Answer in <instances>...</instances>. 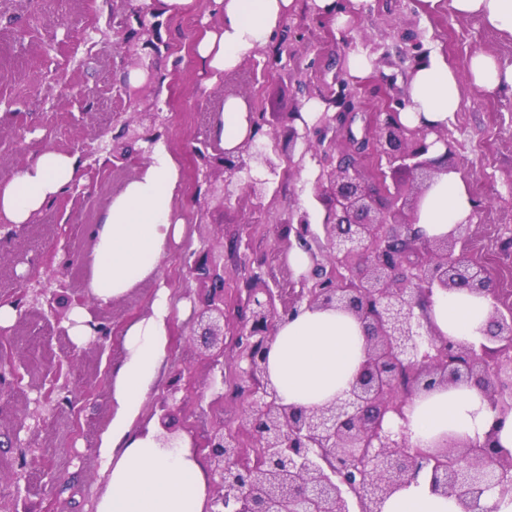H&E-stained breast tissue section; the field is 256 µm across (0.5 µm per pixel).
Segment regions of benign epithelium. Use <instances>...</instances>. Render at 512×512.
Segmentation results:
<instances>
[{"label": "benign epithelium", "mask_w": 512, "mask_h": 512, "mask_svg": "<svg viewBox=\"0 0 512 512\" xmlns=\"http://www.w3.org/2000/svg\"><path fill=\"white\" fill-rule=\"evenodd\" d=\"M250 130L237 147L209 153L204 140L195 148L203 163L205 194L228 197V186L250 174L249 194L262 202L269 179L251 176L252 170L275 175L282 157L258 145L268 132L265 113L242 97ZM147 127L129 119L112 142L101 141L84 153L92 158L105 153L114 160L151 153L160 139L156 116ZM367 120L373 136L353 144L349 153L322 167L315 181L316 197L326 206L322 229L329 266L314 263L310 271L292 280L288 263L298 246L311 251L318 239L308 213L297 209L287 229L274 236L265 260L280 277L268 283L263 272L248 268L246 295L237 312L225 308L224 265L211 251L200 252L188 273L211 282V288L193 301L190 336L204 350L209 364L208 388L216 392L212 404L224 402V353H234L236 396L247 401L238 427L224 428V419L210 420L204 448L214 480L208 512H353L348 492L364 477L374 479L363 493L364 512H382L385 500L411 483L422 471L430 472L433 491L455 499L461 512H485L482 499L505 485L512 486V454L499 448L495 431L483 443L448 438L424 451L412 448L405 428L386 425L388 415L404 417V406L421 391L480 381V389L496 413L495 422L512 414V394L504 399L501 373L512 383V308L499 303V288L485 269L468 254V225L458 224L443 238H428L416 227L423 189L437 175L448 172L453 145L444 129L421 125L408 132L393 112ZM317 139L303 122L302 113H288L285 137L302 146L301 155L323 143L336 145V127L327 117L316 129ZM377 152L393 171L405 170L415 178L411 195L390 192L386 173L365 174L361 157ZM346 277H336V266ZM12 303L28 313L43 306L45 321H59V310L71 303L69 284L28 278L19 285ZM467 288L488 298L492 312L489 330L479 344L454 343L457 361H448V339L432 334L421 310L431 303L434 290ZM307 304L352 314L366 337L365 361L344 397L328 405L306 409L281 402L266 375V354L277 325ZM238 322L225 332L232 315ZM97 341L112 336L108 320L88 322ZM195 372L185 360L177 361L173 381L159 405L163 442L173 429L167 422L171 406L182 391L181 381ZM261 449L263 462L246 464L242 436Z\"/></svg>", "instance_id": "1"}]
</instances>
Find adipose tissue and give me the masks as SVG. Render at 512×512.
Here are the masks:
<instances>
[{"label":"adipose tissue","mask_w":512,"mask_h":512,"mask_svg":"<svg viewBox=\"0 0 512 512\" xmlns=\"http://www.w3.org/2000/svg\"><path fill=\"white\" fill-rule=\"evenodd\" d=\"M222 20L204 31L195 54L211 76L219 78L245 56L267 45L281 27L294 0H214ZM455 13L476 17L512 33V0H450ZM472 86L512 90V64L477 52L468 62ZM410 103L401 113L405 127L426 122L447 126L460 107V83L447 64L433 60L415 68L409 82ZM241 101L228 98L213 134L224 148L239 145L248 133ZM180 168L163 143H156L139 173L115 195L100 216L86 288L101 301L118 298L152 277L172 243L181 238L183 220L174 208ZM82 180L76 157L45 150L0 181V222L25 224L45 204ZM473 201L457 172L439 174L424 190L417 226L427 237L447 235L467 223ZM489 299L465 289L438 292L428 309L433 332L458 343L485 336ZM173 304L166 285H158L147 315L122 333V355L112 369V417L100 436V477L105 486L94 512H206L212 491L210 474L188 436L169 447L157 439L158 427L143 421V408L164 369ZM361 324L350 314L300 307L282 322L267 354V374L284 403L316 408L342 397L365 358ZM495 415L477 385L422 392L403 416L411 442L431 448L443 436L479 444L497 428L501 448L512 452V418L495 425ZM383 512H459L456 501L431 488L420 474L384 503Z\"/></svg>","instance_id":"adipose-tissue-1"}]
</instances>
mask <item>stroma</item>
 Masks as SVG:
<instances>
[{"label":"stroma","instance_id":"35a3bbf8","mask_svg":"<svg viewBox=\"0 0 512 512\" xmlns=\"http://www.w3.org/2000/svg\"><path fill=\"white\" fill-rule=\"evenodd\" d=\"M139 5L140 0H0V180L45 149L74 155L80 146L120 135L130 113L157 112L166 123L162 140L181 166L176 207L185 223L182 242L171 246L153 278L120 298L85 303L89 314L114 324L116 333L105 344L90 336L79 343L69 335L64 350L48 354L47 337L38 335L27 315L0 332V354L11 358L17 373L14 387L0 397V512L17 505L28 512H93L102 489L98 445L111 417L119 332L148 312L158 282L181 301L205 288V281L187 273L190 253L209 248L223 257L224 299L232 306L245 289L244 261L263 259L270 251L267 226L279 223L288 210L301 209L313 230L321 231L325 209L314 197L321 168L317 154L306 155L300 170L271 177L260 202L241 184L224 204L198 193L194 149L209 136L210 109L224 96H249L278 134L286 113L310 100L337 117L331 99L344 87L358 108L352 128L360 136L362 116L406 100L416 51L447 62L462 78L460 108L447 128L454 147L450 165L480 207L468 229L469 255L496 282L502 304L512 307V93L465 80L473 52L512 62V34L456 15L448 0L429 11L420 0H340L349 17L343 26L315 17L312 0H295L264 53L246 56L213 82L194 52L201 32L221 21L212 0H194L193 9L180 15L155 12L162 40L156 52L143 47L135 26L125 23ZM274 51L286 68L263 70L266 54ZM358 52L368 54L372 65L361 79L347 69ZM148 60L150 79L131 88L130 73ZM142 165L134 155L114 171L101 161L83 168V194L58 198L33 217L24 234L0 241V302L10 301L26 274L67 280L73 269L86 267L95 246L94 225ZM235 224L254 227L248 257H240L226 231ZM69 241L76 248L64 270L60 263ZM186 322L174 316L169 350L192 357L196 380L177 419L191 427L199 445L207 425L198 417V397L209 369L201 354L191 351ZM56 372L68 378L77 396V416L57 406L59 394L50 385ZM20 468L27 484L17 488L11 474Z\"/></svg>","mask_w":512,"mask_h":512}]
</instances>
